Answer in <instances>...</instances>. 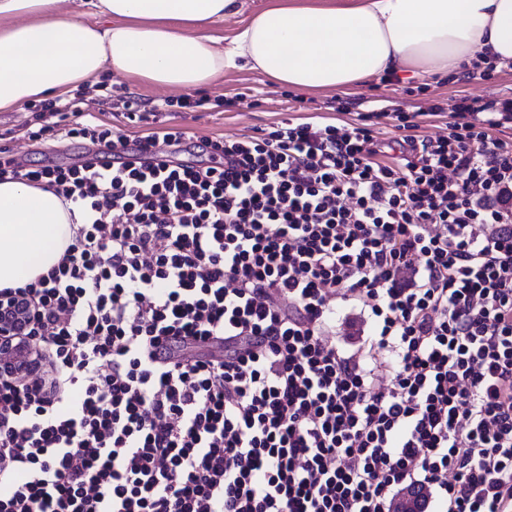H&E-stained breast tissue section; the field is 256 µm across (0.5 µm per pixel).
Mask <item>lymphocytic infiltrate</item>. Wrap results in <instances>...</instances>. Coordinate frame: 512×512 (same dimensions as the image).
<instances>
[{
  "label": "lymphocytic infiltrate",
  "instance_id": "f902f5d3",
  "mask_svg": "<svg viewBox=\"0 0 512 512\" xmlns=\"http://www.w3.org/2000/svg\"><path fill=\"white\" fill-rule=\"evenodd\" d=\"M109 167L28 170L80 211L16 289L43 372L0 374V512H512V99L447 134L282 120L163 159L52 100ZM372 331L332 341L337 305Z\"/></svg>",
  "mask_w": 512,
  "mask_h": 512
}]
</instances>
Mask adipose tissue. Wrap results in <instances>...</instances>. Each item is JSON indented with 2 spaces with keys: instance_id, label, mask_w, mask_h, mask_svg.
<instances>
[{
  "instance_id": "adipose-tissue-1",
  "label": "adipose tissue",
  "mask_w": 512,
  "mask_h": 512,
  "mask_svg": "<svg viewBox=\"0 0 512 512\" xmlns=\"http://www.w3.org/2000/svg\"><path fill=\"white\" fill-rule=\"evenodd\" d=\"M0 0V111L94 84L105 71L170 90L244 65L298 89L512 63V0H269L229 40L214 25L241 0ZM70 218L52 192L0 182V290L55 265Z\"/></svg>"
}]
</instances>
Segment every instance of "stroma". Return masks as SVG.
<instances>
[{"instance_id": "stroma-1", "label": "stroma", "mask_w": 512, "mask_h": 512, "mask_svg": "<svg viewBox=\"0 0 512 512\" xmlns=\"http://www.w3.org/2000/svg\"><path fill=\"white\" fill-rule=\"evenodd\" d=\"M187 97L198 101L193 112L167 115V123L187 128L196 139H241L286 118L312 119L321 124L348 128L362 125L363 114L379 99H390L413 116L415 135L445 133L453 108L461 97L479 101L512 98V66L478 69L472 77L445 76L431 80L414 77L392 82L374 81L369 87L347 93L308 92L286 87L262 73L244 69L225 70L206 88L172 93L116 74H106L100 86L85 89L86 109L101 124L124 128L130 140L147 135L143 126L128 125L124 113L130 101L143 105ZM43 106L32 102L11 112H0V145L27 168L72 165L96 152V145L82 138L31 139L39 128Z\"/></svg>"}]
</instances>
